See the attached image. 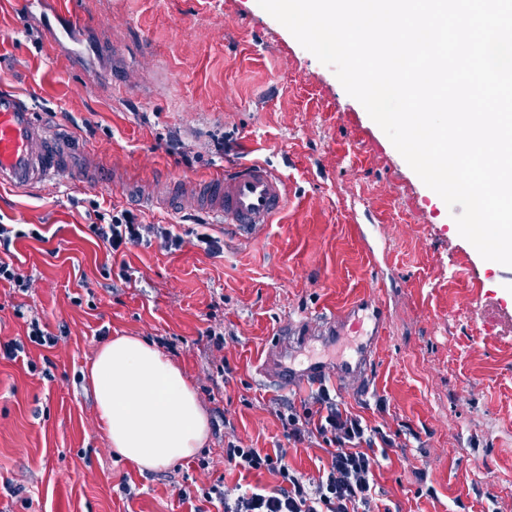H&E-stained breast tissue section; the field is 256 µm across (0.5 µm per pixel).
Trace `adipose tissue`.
I'll return each mask as SVG.
<instances>
[{"mask_svg": "<svg viewBox=\"0 0 512 512\" xmlns=\"http://www.w3.org/2000/svg\"><path fill=\"white\" fill-rule=\"evenodd\" d=\"M97 420L112 450L138 470L194 456L209 437L208 417L182 370L139 336L102 343L88 366Z\"/></svg>", "mask_w": 512, "mask_h": 512, "instance_id": "obj_1", "label": "adipose tissue"}]
</instances>
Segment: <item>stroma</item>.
Masks as SVG:
<instances>
[{
  "label": "stroma",
  "instance_id": "35a3bbf8",
  "mask_svg": "<svg viewBox=\"0 0 512 512\" xmlns=\"http://www.w3.org/2000/svg\"><path fill=\"white\" fill-rule=\"evenodd\" d=\"M28 2L0 0V92L91 147L104 173L147 184L261 160L285 179L288 207L250 242L212 228L224 252L211 257L193 209L144 208L75 174L33 192L0 186V224L21 233L9 260L32 280L25 292L0 283V342L24 344L0 357V512H209L178 492L243 478L224 468L231 437L285 447L317 475L328 455L288 446L276 413L289 396L269 391L259 359L289 323L370 291L385 311L370 389L340 397L420 437L388 451L379 483L392 512H486L493 500L512 512V267L459 235L333 70L257 0H68L82 18L68 32L57 5ZM96 202L171 225L183 243L112 254L90 230ZM34 320L56 346L29 341ZM118 334L149 339L189 380L209 419L198 457L140 471L113 454L86 373ZM424 483L435 496L416 497Z\"/></svg>",
  "mask_w": 512,
  "mask_h": 512
}]
</instances>
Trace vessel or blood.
I'll use <instances>...</instances> for the list:
<instances>
[{
    "mask_svg": "<svg viewBox=\"0 0 512 512\" xmlns=\"http://www.w3.org/2000/svg\"><path fill=\"white\" fill-rule=\"evenodd\" d=\"M73 172L89 182L98 179L99 170L88 148L49 129L17 96L0 93V185L34 190ZM112 182L127 196L144 203L154 200L150 188L127 181L121 171H113ZM164 204L170 209L193 205L236 239L250 240L286 208L288 187L274 169L254 162L218 170L204 180L167 181ZM367 319L372 328L350 355L333 362L311 359L299 366L288 362L289 353L304 348L309 341L329 342L345 331H361ZM383 326L380 300L372 295L363 297L345 313L307 319L283 330L266 351L260 371L277 390L328 383L367 391V369L375 359Z\"/></svg>",
    "mask_w": 512,
    "mask_h": 512,
    "instance_id": "obj_1",
    "label": "vessel or blood"
}]
</instances>
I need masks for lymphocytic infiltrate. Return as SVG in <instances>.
Segmentation results:
<instances>
[{"label": "lymphocytic infiltrate", "instance_id": "1", "mask_svg": "<svg viewBox=\"0 0 512 512\" xmlns=\"http://www.w3.org/2000/svg\"><path fill=\"white\" fill-rule=\"evenodd\" d=\"M96 218L91 229L111 251L144 240V227L131 211H100ZM277 417L289 443L325 444L327 467L308 478L288 465L283 449L268 453L233 438L224 444L225 462L247 472H269L279 483L229 488L219 480L200 488L205 502L217 512H391L377 496L376 472L395 445L382 427L342 409L325 386L318 388L312 403L288 406Z\"/></svg>", "mask_w": 512, "mask_h": 512}]
</instances>
